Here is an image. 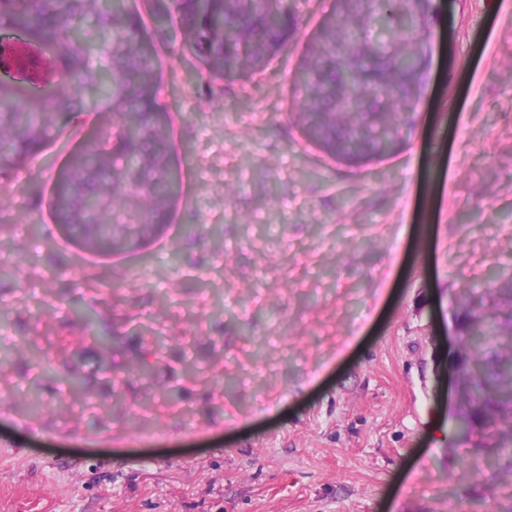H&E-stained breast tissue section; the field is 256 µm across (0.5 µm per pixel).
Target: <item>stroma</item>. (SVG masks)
<instances>
[{
  "mask_svg": "<svg viewBox=\"0 0 512 512\" xmlns=\"http://www.w3.org/2000/svg\"><path fill=\"white\" fill-rule=\"evenodd\" d=\"M437 4L416 127L381 160L330 159L296 122L294 72L336 7L302 0L248 79L159 44L183 81L162 97L181 180L142 251L90 255L50 218L94 114L14 173L0 512H499L457 443L451 378L456 296L512 276V0Z\"/></svg>",
  "mask_w": 512,
  "mask_h": 512,
  "instance_id": "35a3bbf8",
  "label": "stroma"
}]
</instances>
